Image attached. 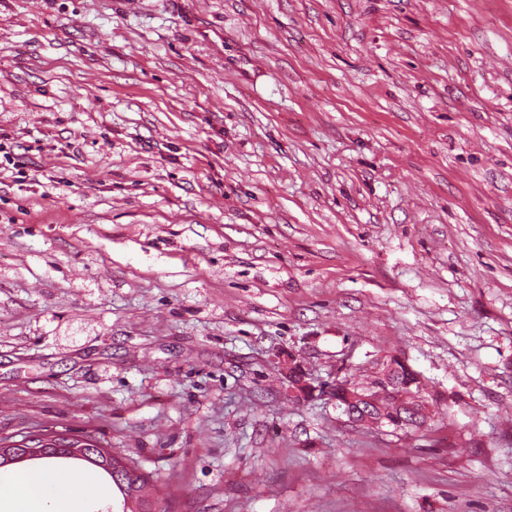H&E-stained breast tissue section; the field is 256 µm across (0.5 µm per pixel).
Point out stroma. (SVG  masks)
Listing matches in <instances>:
<instances>
[{
	"mask_svg": "<svg viewBox=\"0 0 512 512\" xmlns=\"http://www.w3.org/2000/svg\"><path fill=\"white\" fill-rule=\"evenodd\" d=\"M315 383L419 373L433 421ZM166 512H512V0H0V438ZM281 369L285 380L288 382L289 397L297 401L308 398L315 387L309 382L308 373L303 366L302 371H299L295 362L288 358V363L284 362Z\"/></svg>",
	"mask_w": 512,
	"mask_h": 512,
	"instance_id": "1",
	"label": "stroma"
}]
</instances>
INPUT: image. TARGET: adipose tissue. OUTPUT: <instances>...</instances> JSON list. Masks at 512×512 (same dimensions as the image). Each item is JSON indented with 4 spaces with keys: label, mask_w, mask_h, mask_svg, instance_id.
I'll use <instances>...</instances> for the list:
<instances>
[{
    "label": "adipose tissue",
    "mask_w": 512,
    "mask_h": 512,
    "mask_svg": "<svg viewBox=\"0 0 512 512\" xmlns=\"http://www.w3.org/2000/svg\"><path fill=\"white\" fill-rule=\"evenodd\" d=\"M68 475L61 465L49 462L39 477L13 480L10 492L0 494V512H85L84 498L102 495L103 490L87 477L82 495H69L64 490Z\"/></svg>",
    "instance_id": "1"
}]
</instances>
